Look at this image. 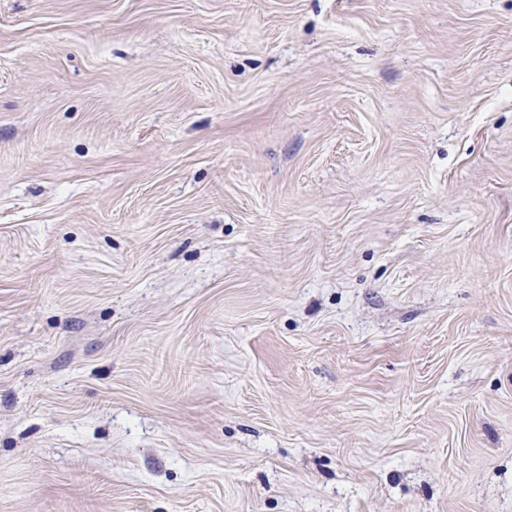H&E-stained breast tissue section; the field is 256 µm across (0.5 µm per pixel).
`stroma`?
<instances>
[{
	"label": "stroma",
	"instance_id": "1",
	"mask_svg": "<svg viewBox=\"0 0 512 512\" xmlns=\"http://www.w3.org/2000/svg\"><path fill=\"white\" fill-rule=\"evenodd\" d=\"M0 512H512V0H0Z\"/></svg>",
	"mask_w": 512,
	"mask_h": 512
}]
</instances>
